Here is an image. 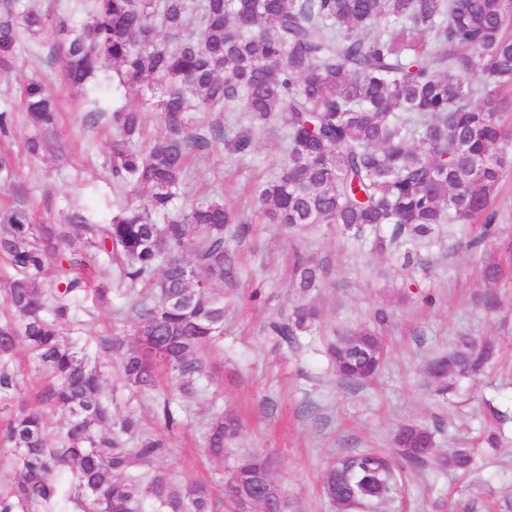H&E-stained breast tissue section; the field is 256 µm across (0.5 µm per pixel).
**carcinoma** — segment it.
Masks as SVG:
<instances>
[{"label":"carcinoma","instance_id":"1","mask_svg":"<svg viewBox=\"0 0 512 512\" xmlns=\"http://www.w3.org/2000/svg\"><path fill=\"white\" fill-rule=\"evenodd\" d=\"M83 23L73 28L7 0L0 16V52H11L18 26L48 34L63 45L64 77L77 93L105 63L135 99L110 113L114 129L107 166L113 186L129 201L102 223L83 210L60 224H35L25 208L0 209V260L7 288L0 295V412L8 415L5 443L14 448L20 480L0 489V512H138L145 496L160 512H219L211 486L169 488L136 472L163 455L168 443L144 433L133 414L114 417L101 397L99 357L111 356L125 386L147 393L165 374L186 395L205 389L204 350L224 335V297L233 288L237 261L225 231L233 214L217 197L175 207L191 151L224 143V125L193 127L190 114L212 109L241 112L245 133L227 143L244 153L252 134L278 122L288 139L280 177L254 190L256 212L293 230L331 224L336 232L367 241L381 255L403 254L418 269L422 258L407 244L430 239L441 224L480 225L470 245L489 243L497 228L485 216L503 170L512 164V135L500 111L512 90V0H86ZM480 81L472 82L473 76ZM32 125L41 135L26 141L43 155L57 124L55 102L41 81L24 91ZM162 116L167 134L143 138V107ZM193 281L168 273L185 261ZM100 261L103 284L95 299L123 295L133 314L130 336H96L92 324L62 336L76 303L87 295L81 268ZM55 266L56 279L43 276ZM322 267L294 256L280 312L268 324L274 346L294 354L320 331L321 313L309 295L320 288ZM23 347L49 379L42 403L68 420L60 446L48 443L45 411L13 406L21 382L10 368ZM325 356L348 385L373 380L387 357L375 327L343 329L325 341ZM497 353L488 338L462 337L428 365L448 369L436 391L481 374ZM404 457L422 464L436 447L429 427L405 423ZM232 413L216 416L206 447L224 456L239 436ZM266 456H242L227 479L241 503L263 508L274 496L289 512L286 487L263 492L246 485L267 466ZM437 464L460 475L472 456L455 448ZM75 467L71 494L57 507L58 479ZM336 512L388 498L397 487L391 457L346 456L325 475L322 489Z\"/></svg>","mask_w":512,"mask_h":512}]
</instances>
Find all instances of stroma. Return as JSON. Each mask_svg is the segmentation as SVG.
Segmentation results:
<instances>
[{"label": "stroma", "instance_id": "1", "mask_svg": "<svg viewBox=\"0 0 512 512\" xmlns=\"http://www.w3.org/2000/svg\"><path fill=\"white\" fill-rule=\"evenodd\" d=\"M33 77L54 94L59 112L57 133L40 158L24 149L33 129L25 119L22 89ZM88 109L84 96L66 85L52 39L18 31L11 53L0 54V111L14 115L11 136L0 138V153L14 160L12 180H0V206L29 209L38 224L58 223L74 209L111 217L118 201L106 168L112 125L106 119L86 125ZM287 154L283 130L271 125L254 132L247 155L213 148L197 153L188 170L190 192L221 194L235 215L227 237L239 258V285L224 291V339L205 355L206 392L188 398L172 383H160L178 425L166 427L157 417V400L132 394L112 358L101 360L103 394L114 415L136 414L169 444L147 475L174 484L205 481L220 492L233 459L262 452L274 461V478L293 495L294 512H335L322 490L326 472L347 455L390 450L399 424L418 423L435 432L436 454L473 449L472 473L458 477L431 462L419 467L397 462L392 497L357 512H512V167L488 208L498 227L495 254L504 269L489 289L479 274L487 252L467 247L472 230L466 225H440L431 240L414 245V252L430 259L428 270L421 271L372 253L325 224L289 232L257 220L252 190L280 175ZM297 250L324 265V284L311 297L322 312V330L309 337L301 358L272 347L266 331ZM412 278L431 303L398 301V285ZM380 308L387 313L382 326L387 360L373 383L347 385L327 363L324 339L334 330L372 322ZM75 313L81 321L94 319L100 336L134 328L124 299L115 294L104 304L85 299ZM464 335L494 338L499 356L484 375L461 379L454 391L440 396L425 385L423 366ZM225 412L238 414L242 429L219 459L205 444L206 428ZM490 430L502 434L498 447L484 440Z\"/></svg>", "mask_w": 512, "mask_h": 512}]
</instances>
